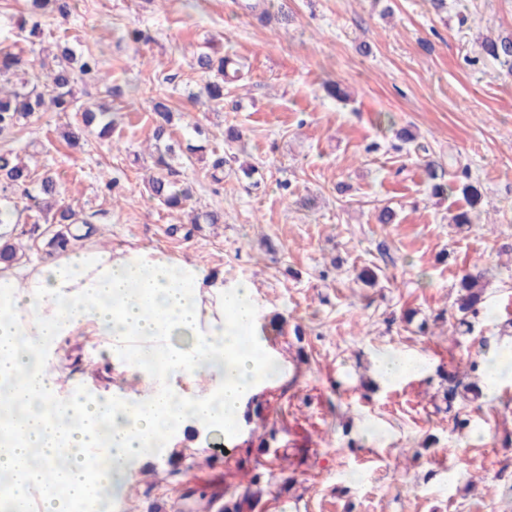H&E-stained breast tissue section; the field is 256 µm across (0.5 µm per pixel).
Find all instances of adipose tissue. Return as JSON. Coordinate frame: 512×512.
I'll list each match as a JSON object with an SVG mask.
<instances>
[{
  "mask_svg": "<svg viewBox=\"0 0 512 512\" xmlns=\"http://www.w3.org/2000/svg\"><path fill=\"white\" fill-rule=\"evenodd\" d=\"M192 336L191 346L172 343ZM102 336L110 397L69 388L63 350ZM273 358L258 330L249 284L150 247L95 241L32 263H0V472L15 495L43 492L41 512L92 484L131 482L138 462L193 428L230 432L266 382ZM137 375L144 393L124 384ZM110 420L108 434L99 424ZM39 449L42 466L30 462Z\"/></svg>",
  "mask_w": 512,
  "mask_h": 512,
  "instance_id": "obj_1",
  "label": "adipose tissue"
}]
</instances>
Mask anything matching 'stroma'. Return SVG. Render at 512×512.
I'll return each mask as SVG.
<instances>
[{
  "instance_id": "obj_1",
  "label": "stroma",
  "mask_w": 512,
  "mask_h": 512,
  "mask_svg": "<svg viewBox=\"0 0 512 512\" xmlns=\"http://www.w3.org/2000/svg\"><path fill=\"white\" fill-rule=\"evenodd\" d=\"M76 0L68 20L43 21L46 42L103 50L109 82L80 84L81 101L106 105L111 144L85 131L83 148L60 132L72 115L44 112L15 135L59 183L57 203L93 215L104 243L150 246L250 283L268 347L301 355L249 399L231 438L177 442L138 465L110 512H207L223 495L233 512H512V381L463 404L458 432L443 400L449 362L467 366L505 336L512 319V74L482 55L483 38H512V0ZM392 15H384V7ZM148 40L125 39L126 31ZM214 47L242 66L224 103L190 99L194 55ZM336 83L348 97L328 94ZM121 96H113V86ZM167 96L175 141L204 145L203 160H175L190 183L189 211H219L220 224H190L144 188L152 172V98ZM242 130L228 143L224 130ZM409 128L415 141L396 132ZM223 156L224 180L208 161ZM455 184L461 169L485 192L468 229L449 224L460 194L433 197L423 163ZM256 168L253 178L239 170ZM116 178L114 194L102 182ZM396 214L376 223L383 207ZM378 267V283L356 279ZM491 268L473 329L455 285ZM102 340L75 336L65 358L76 380L112 379ZM383 351L422 357V375L380 382ZM229 441V457L213 455ZM278 449L271 469L266 449Z\"/></svg>"
}]
</instances>
